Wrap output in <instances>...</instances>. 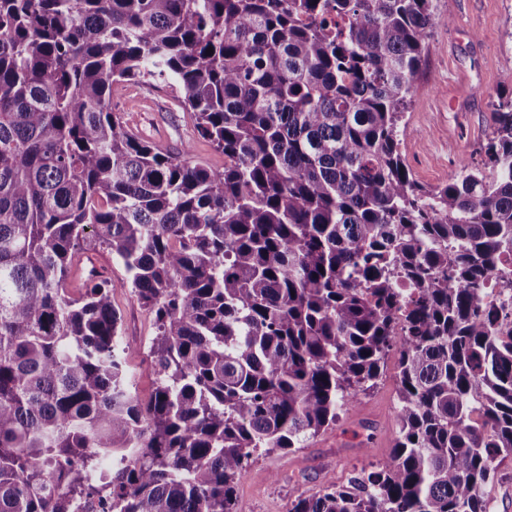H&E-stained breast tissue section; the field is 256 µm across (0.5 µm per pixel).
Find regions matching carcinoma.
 Returning a JSON list of instances; mask_svg holds the SVG:
<instances>
[{
	"instance_id": "carcinoma-1",
	"label": "carcinoma",
	"mask_w": 512,
	"mask_h": 512,
	"mask_svg": "<svg viewBox=\"0 0 512 512\" xmlns=\"http://www.w3.org/2000/svg\"><path fill=\"white\" fill-rule=\"evenodd\" d=\"M433 0H0V512H233L253 456L336 423L396 352L387 464L289 512H488L512 458V99L435 188L400 122ZM213 49L208 54L206 50ZM161 80L212 170L112 112ZM111 251L154 316L131 389ZM484 298L487 305L503 309L508 315L503 327L506 331L512 330V291L508 288H485Z\"/></svg>"
}]
</instances>
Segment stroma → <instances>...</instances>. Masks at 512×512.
<instances>
[{
  "label": "stroma",
  "mask_w": 512,
  "mask_h": 512,
  "mask_svg": "<svg viewBox=\"0 0 512 512\" xmlns=\"http://www.w3.org/2000/svg\"><path fill=\"white\" fill-rule=\"evenodd\" d=\"M442 21L428 40L415 92L404 114L402 154L427 185L452 181L462 163L479 165L498 104L512 98V0H436ZM112 106L132 133L172 156L223 169L224 155L198 136L189 112L165 83L116 86ZM93 259L114 283L112 304L133 388L140 400L155 389L150 345L152 314L129 287L108 250ZM396 367L387 361L375 387L341 411L335 425L303 447L259 453L236 488V512H289L298 496L317 494L328 483H346L361 469L383 465L397 424Z\"/></svg>",
  "instance_id": "obj_1"
}]
</instances>
